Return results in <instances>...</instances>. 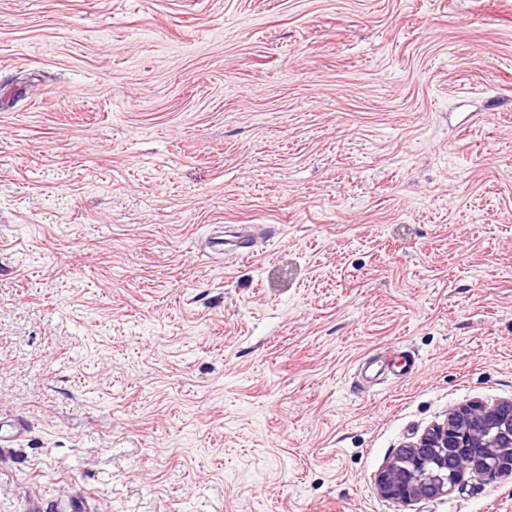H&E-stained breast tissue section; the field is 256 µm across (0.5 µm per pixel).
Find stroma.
<instances>
[{
  "label": "stroma",
  "instance_id": "stroma-1",
  "mask_svg": "<svg viewBox=\"0 0 512 512\" xmlns=\"http://www.w3.org/2000/svg\"><path fill=\"white\" fill-rule=\"evenodd\" d=\"M510 399L512 0H0V512H512L374 484ZM416 369L415 362L404 360L403 362L393 363L391 365H379L374 362H364L358 366V377L365 379H375L392 374L397 379H403L409 376Z\"/></svg>",
  "mask_w": 512,
  "mask_h": 512
}]
</instances>
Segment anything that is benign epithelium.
Instances as JSON below:
<instances>
[{"label":"benign epithelium","mask_w":512,"mask_h":512,"mask_svg":"<svg viewBox=\"0 0 512 512\" xmlns=\"http://www.w3.org/2000/svg\"><path fill=\"white\" fill-rule=\"evenodd\" d=\"M512 471V400L471 402L400 448L379 471L375 485L389 501L409 505L445 496L471 473Z\"/></svg>","instance_id":"benign-epithelium-1"}]
</instances>
